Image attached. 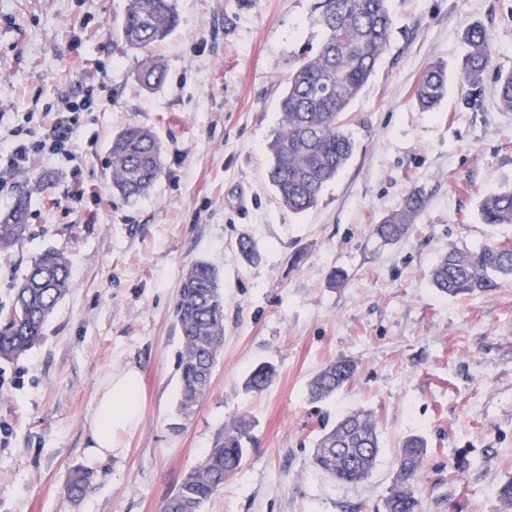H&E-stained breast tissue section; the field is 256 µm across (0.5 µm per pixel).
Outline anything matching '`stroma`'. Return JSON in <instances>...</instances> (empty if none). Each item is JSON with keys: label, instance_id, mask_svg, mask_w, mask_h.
Here are the masks:
<instances>
[{"label": "stroma", "instance_id": "stroma-1", "mask_svg": "<svg viewBox=\"0 0 512 512\" xmlns=\"http://www.w3.org/2000/svg\"><path fill=\"white\" fill-rule=\"evenodd\" d=\"M315 0H175L179 24L152 49L164 86L144 90L141 59L114 35L125 0H0V125L104 85L79 133L83 176L96 202H77L69 166L34 164L18 177L31 204L30 239L0 256V319L33 258L62 251L70 288L42 342L0 361V512H160L183 476L233 418L255 443L202 512H382L409 434L428 453L414 485L422 512H505L496 488L512 478V282L445 297L433 263L453 247L512 240V224L481 221L484 196L512 188V112L484 93L472 110L459 77L463 28L482 23L492 68L512 71V0H393L387 48L351 104V162L300 214L266 179L265 146L280 121L283 83L324 33ZM443 61L448 90L422 111L413 89ZM139 124L163 148L164 173L144 197L113 192V134ZM426 204L398 243L375 224L412 189ZM250 237L258 253L237 249ZM203 260L220 272L224 344L209 392L178 412L180 280ZM344 279L333 284L331 274ZM346 357L358 370L335 397L308 398L311 377ZM277 367L263 392L243 381ZM143 376L142 423L123 454L86 457L87 416L99 380L126 365ZM356 409L376 418L382 450L371 476L342 484L315 470L324 420ZM97 476L81 500L69 471Z\"/></svg>", "mask_w": 512, "mask_h": 512}]
</instances>
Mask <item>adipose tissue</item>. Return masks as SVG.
Here are the masks:
<instances>
[{
	"label": "adipose tissue",
	"mask_w": 512,
	"mask_h": 512,
	"mask_svg": "<svg viewBox=\"0 0 512 512\" xmlns=\"http://www.w3.org/2000/svg\"><path fill=\"white\" fill-rule=\"evenodd\" d=\"M141 385V373L133 366L113 371L100 381L88 417L87 457L104 463L124 452L125 435L136 431L142 421Z\"/></svg>",
	"instance_id": "obj_1"
}]
</instances>
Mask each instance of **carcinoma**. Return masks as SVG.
Here are the masks:
<instances>
[{"label": "carcinoma", "mask_w": 512, "mask_h": 512, "mask_svg": "<svg viewBox=\"0 0 512 512\" xmlns=\"http://www.w3.org/2000/svg\"><path fill=\"white\" fill-rule=\"evenodd\" d=\"M389 0H318L316 21L325 33L319 48L302 57L288 74L279 97L281 121L267 144L271 163L268 181L282 205L295 213L316 207L324 189L346 167L354 141L346 132V113L366 86L387 47L393 18ZM178 24L174 0H126L117 26L122 43L142 52L138 81L147 89L162 86L165 64L149 54ZM467 52L460 63L472 102L481 97L484 77L492 65V37L479 24L465 26ZM447 74L438 61L427 65L414 90L418 105L435 109L443 100ZM493 95L503 111L512 112V72L495 80ZM112 190L126 199L149 193L163 174L162 149L154 132L130 124L112 135L109 149ZM30 197L21 193L0 213V252H8L30 235ZM425 204L421 190L411 191L402 208L375 225L374 234L386 243L404 237ZM480 215L486 224H512V188L484 197ZM434 286L448 296L476 294L512 279V244L495 243L478 251L451 248L431 268ZM69 289V262L49 249L32 260L14 288L12 312L0 324V360H13L42 338L46 321ZM174 313L182 336L179 414L190 417L208 393L218 353L224 343V293L219 271L196 262L185 272ZM357 371L348 358L320 369L309 384L310 397L323 400L344 389ZM276 368L256 367L245 379L246 389L259 392L273 382ZM252 426L237 419L224 428L208 454L182 478L165 500L161 512H201L224 482L240 469L253 440ZM381 450L375 419L366 411L351 412L323 426L312 453L320 471L342 483L369 478ZM428 451L420 435H409L397 454V475L383 503V512H419L413 484ZM95 473L72 468L69 495L81 499L92 487Z\"/></svg>", "instance_id": "carcinoma-1"}]
</instances>
